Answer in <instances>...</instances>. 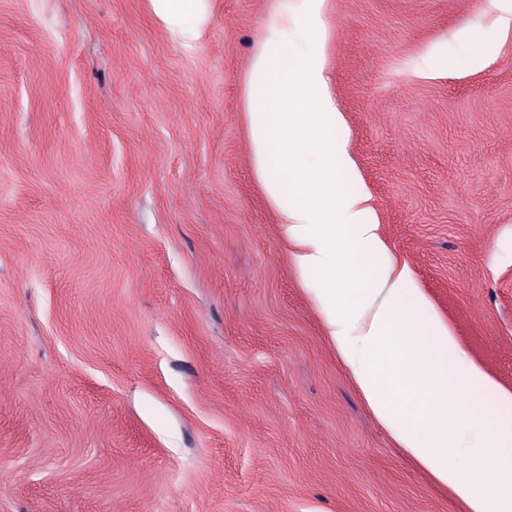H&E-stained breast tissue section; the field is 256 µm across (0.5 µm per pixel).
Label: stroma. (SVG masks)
Instances as JSON below:
<instances>
[{"label":"stroma","instance_id":"obj_1","mask_svg":"<svg viewBox=\"0 0 512 512\" xmlns=\"http://www.w3.org/2000/svg\"><path fill=\"white\" fill-rule=\"evenodd\" d=\"M331 88L393 253L512 389V36L487 0H332ZM277 0H0V512H464L368 414L257 182ZM153 14L172 34L193 40L207 20L208 0H150ZM474 41L475 33L472 29L461 30L452 40L448 41L446 49L430 53L425 57L423 61L424 68L433 70L450 63L464 67L475 58H490L497 54V43H485L481 46V51L477 53L473 50Z\"/></svg>","mask_w":512,"mask_h":512}]
</instances>
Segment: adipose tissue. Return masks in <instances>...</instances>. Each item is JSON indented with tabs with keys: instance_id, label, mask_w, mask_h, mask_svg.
I'll return each instance as SVG.
<instances>
[{
	"instance_id": "obj_1",
	"label": "adipose tissue",
	"mask_w": 512,
	"mask_h": 512,
	"mask_svg": "<svg viewBox=\"0 0 512 512\" xmlns=\"http://www.w3.org/2000/svg\"><path fill=\"white\" fill-rule=\"evenodd\" d=\"M193 40L208 0H150ZM331 0L280 4L246 78L255 171L297 276L368 410L468 512H512V390L468 359L407 260L393 257L328 82ZM473 30L428 54L432 70L490 58Z\"/></svg>"
}]
</instances>
